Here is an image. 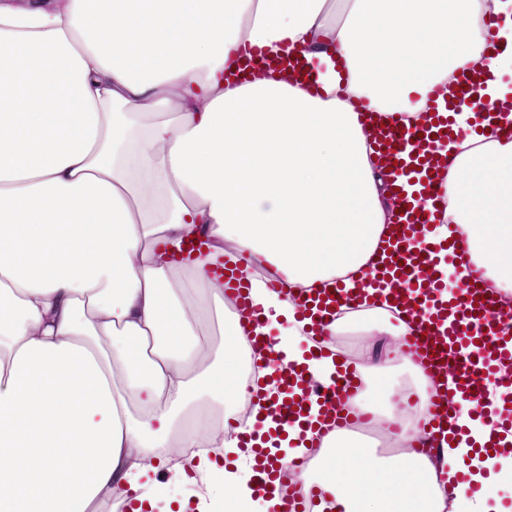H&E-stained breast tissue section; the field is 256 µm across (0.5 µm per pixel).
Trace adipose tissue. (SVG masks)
Listing matches in <instances>:
<instances>
[{"mask_svg": "<svg viewBox=\"0 0 512 512\" xmlns=\"http://www.w3.org/2000/svg\"><path fill=\"white\" fill-rule=\"evenodd\" d=\"M262 48L265 78L239 74ZM299 58L310 79L282 69ZM483 70L476 107L451 108L442 185L379 161L356 110L383 126L422 125ZM512 0H0V512H99L114 484L131 512H271L280 485L259 456L320 445L301 476L315 512H503L512 479V383L486 380L479 404L448 415L441 450L381 456L346 430L320 436L318 409L294 424L274 386L241 376L248 335L264 359L323 386L337 361L309 344L301 290L354 289L380 253L389 198L439 208L431 237L459 242L512 297ZM206 258L178 262L182 241ZM264 278L252 317L209 274L240 253ZM327 329L404 340L410 317L382 303ZM419 395L411 357L362 365L358 405L418 432L399 408L397 371ZM258 395L249 417L236 400ZM216 409L236 428L195 425ZM232 463L218 467L209 451ZM169 481H161L162 470ZM469 476L453 498L441 482Z\"/></svg>", "mask_w": 512, "mask_h": 512, "instance_id": "1", "label": "adipose tissue"}]
</instances>
